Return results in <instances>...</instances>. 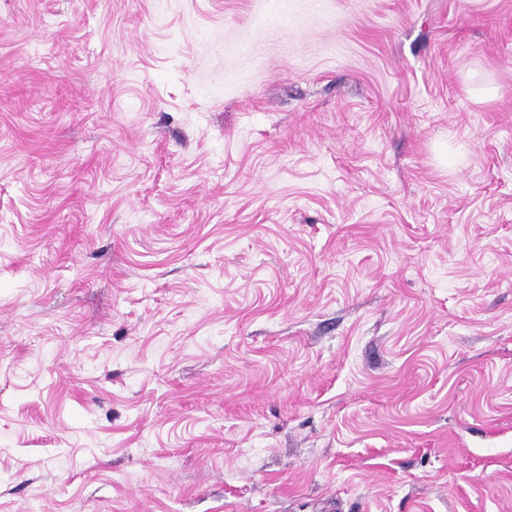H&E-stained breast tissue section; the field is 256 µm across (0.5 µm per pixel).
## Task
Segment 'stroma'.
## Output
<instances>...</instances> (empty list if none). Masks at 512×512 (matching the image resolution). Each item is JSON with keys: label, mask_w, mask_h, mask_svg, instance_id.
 <instances>
[{"label": "stroma", "mask_w": 512, "mask_h": 512, "mask_svg": "<svg viewBox=\"0 0 512 512\" xmlns=\"http://www.w3.org/2000/svg\"><path fill=\"white\" fill-rule=\"evenodd\" d=\"M0 512H512V0H0Z\"/></svg>", "instance_id": "35a3bbf8"}]
</instances>
